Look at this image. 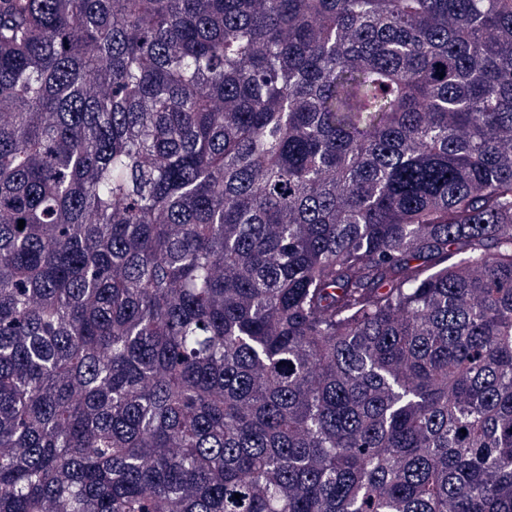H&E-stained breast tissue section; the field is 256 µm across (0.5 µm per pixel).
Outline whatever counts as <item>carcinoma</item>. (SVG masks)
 <instances>
[{
    "mask_svg": "<svg viewBox=\"0 0 512 512\" xmlns=\"http://www.w3.org/2000/svg\"><path fill=\"white\" fill-rule=\"evenodd\" d=\"M0 512H512V0H0Z\"/></svg>",
    "mask_w": 512,
    "mask_h": 512,
    "instance_id": "obj_1",
    "label": "carcinoma"
}]
</instances>
